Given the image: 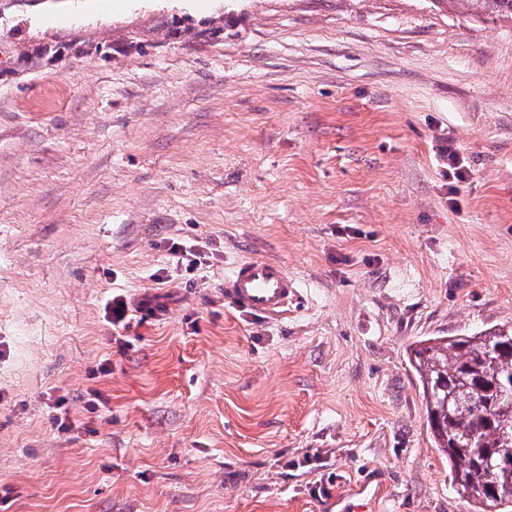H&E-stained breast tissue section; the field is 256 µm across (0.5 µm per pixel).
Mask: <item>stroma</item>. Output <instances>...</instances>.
<instances>
[{"label": "stroma", "mask_w": 512, "mask_h": 512, "mask_svg": "<svg viewBox=\"0 0 512 512\" xmlns=\"http://www.w3.org/2000/svg\"><path fill=\"white\" fill-rule=\"evenodd\" d=\"M252 257L296 283L280 317L224 298ZM491 327H512L511 20L0 0V512H328L362 489L472 512L409 347ZM440 153L444 160V165H446V167H444L446 169V171H444V176L446 178L448 177V180L452 178L458 182L465 179L467 168L464 164V158L460 157L459 153L456 152L455 149L448 146L441 147Z\"/></svg>", "instance_id": "1"}]
</instances>
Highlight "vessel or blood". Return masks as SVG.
<instances>
[{"mask_svg":"<svg viewBox=\"0 0 512 512\" xmlns=\"http://www.w3.org/2000/svg\"><path fill=\"white\" fill-rule=\"evenodd\" d=\"M295 294L294 280L274 260L241 262L224 280V297L230 304L269 317L284 313Z\"/></svg>","mask_w":512,"mask_h":512,"instance_id":"obj_1","label":"vessel or blood"}]
</instances>
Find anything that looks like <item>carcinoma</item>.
Returning <instances> with one entry per match:
<instances>
[{
  "mask_svg": "<svg viewBox=\"0 0 512 512\" xmlns=\"http://www.w3.org/2000/svg\"><path fill=\"white\" fill-rule=\"evenodd\" d=\"M473 16L512 20V0H456ZM409 362L426 400L433 445L448 460L451 485L478 512H512V328L415 342Z\"/></svg>",
  "mask_w": 512,
  "mask_h": 512,
  "instance_id": "cac0c4a2",
  "label": "carcinoma"
}]
</instances>
